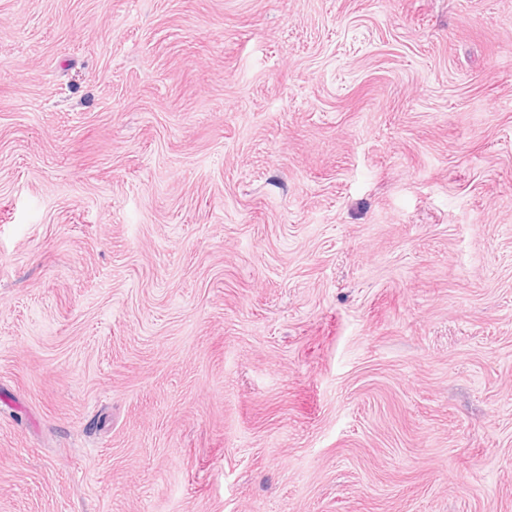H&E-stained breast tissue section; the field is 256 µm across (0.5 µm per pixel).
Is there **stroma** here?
Returning <instances> with one entry per match:
<instances>
[{"mask_svg":"<svg viewBox=\"0 0 512 512\" xmlns=\"http://www.w3.org/2000/svg\"><path fill=\"white\" fill-rule=\"evenodd\" d=\"M0 512H512V0H0Z\"/></svg>","mask_w":512,"mask_h":512,"instance_id":"35a3bbf8","label":"stroma"}]
</instances>
